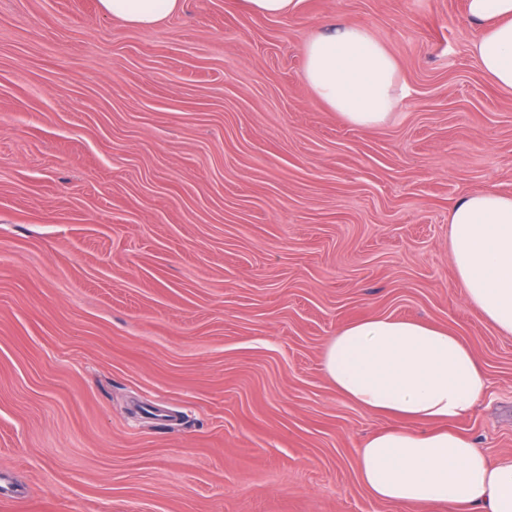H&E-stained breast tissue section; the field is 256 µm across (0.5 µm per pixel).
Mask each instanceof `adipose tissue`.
Returning <instances> with one entry per match:
<instances>
[{"label":"adipose tissue","instance_id":"ef3b65f1","mask_svg":"<svg viewBox=\"0 0 512 512\" xmlns=\"http://www.w3.org/2000/svg\"><path fill=\"white\" fill-rule=\"evenodd\" d=\"M181 0H99L104 16L150 29ZM482 31L473 46L481 71L512 90V0H467ZM302 80L350 125L387 122L404 95L399 67L370 31L331 22L305 44ZM449 251L469 304L512 336V196L476 192L448 212ZM326 377L345 399L390 414L392 426L358 450L359 480L402 512H512V454L487 456L454 428L484 397L488 378L466 341L427 324L371 317L337 329L322 354ZM423 430H414V423Z\"/></svg>","mask_w":512,"mask_h":512}]
</instances>
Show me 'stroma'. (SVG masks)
Segmentation results:
<instances>
[{
	"label": "stroma",
	"instance_id": "obj_1",
	"mask_svg": "<svg viewBox=\"0 0 512 512\" xmlns=\"http://www.w3.org/2000/svg\"><path fill=\"white\" fill-rule=\"evenodd\" d=\"M368 29L406 94L373 129L303 83L322 23ZM465 0H0V512H399L359 481L390 417L322 370L368 316L448 329L490 380L455 423L512 452V336L449 255L460 196H512V91ZM181 0H99L104 16L137 29H151L175 13ZM299 0H245L247 12L269 18H291Z\"/></svg>",
	"mask_w": 512,
	"mask_h": 512
}]
</instances>
